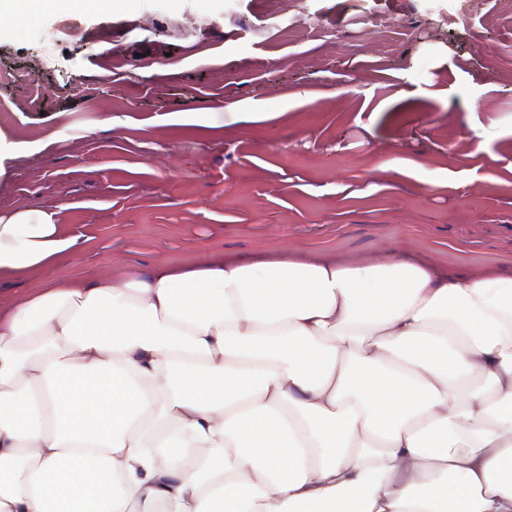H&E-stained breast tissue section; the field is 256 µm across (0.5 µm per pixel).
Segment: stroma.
<instances>
[{
    "label": "stroma",
    "mask_w": 512,
    "mask_h": 512,
    "mask_svg": "<svg viewBox=\"0 0 512 512\" xmlns=\"http://www.w3.org/2000/svg\"><path fill=\"white\" fill-rule=\"evenodd\" d=\"M0 135V214L82 257L4 300L273 250L512 271V0L48 5L0 24Z\"/></svg>",
    "instance_id": "1"
}]
</instances>
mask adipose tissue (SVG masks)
I'll use <instances>...</instances> for the list:
<instances>
[{
  "label": "adipose tissue",
  "mask_w": 512,
  "mask_h": 512,
  "mask_svg": "<svg viewBox=\"0 0 512 512\" xmlns=\"http://www.w3.org/2000/svg\"><path fill=\"white\" fill-rule=\"evenodd\" d=\"M76 243L0 216V279ZM0 512H512V275L282 253L0 302Z\"/></svg>",
  "instance_id": "ef3b65f1"
}]
</instances>
